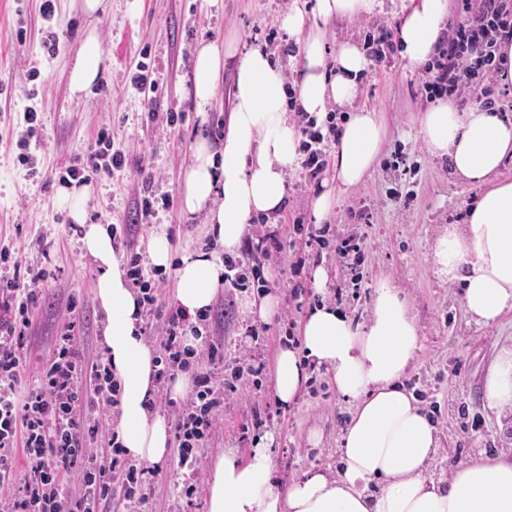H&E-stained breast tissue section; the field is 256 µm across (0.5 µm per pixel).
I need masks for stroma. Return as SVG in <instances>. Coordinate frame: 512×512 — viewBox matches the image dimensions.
I'll return each mask as SVG.
<instances>
[{
    "mask_svg": "<svg viewBox=\"0 0 512 512\" xmlns=\"http://www.w3.org/2000/svg\"><path fill=\"white\" fill-rule=\"evenodd\" d=\"M82 0H55L52 17H44L42 0H0V245L10 244L23 266L49 273L39 292L38 305L22 372L32 383L52 348L60 317L68 302L77 304V330L89 357L102 354L106 322L94 293L96 265L82 251L80 234L67 210L57 204L60 171L83 156L103 124L125 153L126 165L114 175L93 177L86 211L100 223L120 225L132 214L144 180H152L157 194L178 195L198 133L219 141L231 107L234 67L224 68V82L207 116H200L191 95L195 48L199 40L239 43L265 48L282 67L288 84L300 79L301 46L281 31V18L293 0H221L219 9L203 0H108L107 15L86 16ZM411 0H380L371 14L326 23L328 46L349 41L362 44L369 24L398 27ZM96 29L107 58V70L87 95H72L69 67L88 29ZM277 29L267 43L269 29ZM56 35L60 49L45 56L42 42ZM150 56H142L143 47ZM146 61L159 76L157 106H150L132 88L130 77L138 61ZM422 71L410 70L400 55L390 63L368 64L357 103L382 112L388 133L378 165L357 188L334 205L326 244L309 243L307 236L289 233L294 221L312 222L311 202L331 179L310 181L303 169L287 178L283 209L270 216L282 225L285 247L271 257L252 252L243 243L240 254L264 266L271 294L278 300L274 321L259 338L248 336L254 320L242 307L245 293L224 289L211 314L217 336L224 339V365L232 367L248 352L260 367V388L226 394L216 417L215 433L202 451L212 462L224 449L248 458L255 437L273 438L275 479L285 485L310 468L335 474L340 466V433L349 409L336 395L325 370L309 369V381L295 405L282 409L274 401L271 368L281 345L299 341L297 330L310 307L320 300L336 301L355 319L365 318L380 275L391 276L407 296L420 327V349L408 372L406 386L423 409L438 407L434 417L440 449L428 476L440 480L459 463L480 454L512 450V411L489 412L482 400L487 371L503 350L512 348V314L492 327L476 325L467 314L458 287L439 280L430 261L435 237L447 224L463 223L476 188L456 178L447 158L432 156L417 124L429 103L419 92ZM38 110L40 130L29 141L33 168L16 159L14 137L27 105ZM182 114L169 127V113ZM165 231L173 247L172 259L207 249L213 238L204 216L186 220L180 204L159 210L153 224L133 238L137 252H145L148 238ZM359 239L365 254L361 266L350 267L336 256L347 237ZM306 267L293 274L297 256ZM165 269L163 307L172 304L176 269ZM324 266L326 288L317 289L311 270ZM183 476L175 462L153 468L145 487L143 512H207L204 492L192 498L181 494Z\"/></svg>",
    "mask_w": 512,
    "mask_h": 512,
    "instance_id": "35a3bbf8",
    "label": "stroma"
}]
</instances>
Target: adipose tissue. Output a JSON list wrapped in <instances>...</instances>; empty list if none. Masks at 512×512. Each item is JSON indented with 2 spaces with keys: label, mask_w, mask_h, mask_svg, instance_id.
<instances>
[{
  "label": "adipose tissue",
  "mask_w": 512,
  "mask_h": 512,
  "mask_svg": "<svg viewBox=\"0 0 512 512\" xmlns=\"http://www.w3.org/2000/svg\"><path fill=\"white\" fill-rule=\"evenodd\" d=\"M377 0H315L281 19L302 46L301 79L288 86L263 50L233 48L237 58L232 109L220 143L198 135L180 188L185 215L205 214L220 251L182 257L173 301L188 314L209 309L224 286V255L238 252L249 222L278 212L285 177L298 164L303 135L290 119L297 106L325 119L329 105L351 104L362 93L367 66L360 48L338 44L328 53L324 22L371 13ZM448 0H412L399 28L408 67L426 65L439 41ZM223 45L201 41L194 58L193 96L199 109L213 102L224 80ZM106 59L96 31H87L70 69L80 95L102 77ZM419 132L430 153L448 157L454 173L481 194L465 220L446 226L432 247L436 274L459 285L465 309L490 327L512 312V180L498 172L512 159V118L478 105L441 99L421 112ZM387 132L381 112L362 107L345 115L332 152L336 186L315 196V223L328 221L334 193L358 186L376 166ZM89 190H62L60 205L81 226L83 251L97 267L95 298L106 315L105 354L122 397L115 430L125 458L156 467L170 455V425L146 402L156 391V352L141 333L143 307L113 244L109 225L88 223ZM420 348L417 319L391 278H379L371 310L356 321L334 304L309 309L296 345L280 347L271 382L276 403L292 405L307 380L308 364L324 368L340 401L350 405L336 475L309 469L288 486L273 479L269 443L258 440L249 459L234 449L219 455L206 487L207 512H512V453L483 456L429 480L439 448L433 420L404 380ZM493 411L512 408V351L489 372L483 389Z\"/></svg>",
  "instance_id": "1"
}]
</instances>
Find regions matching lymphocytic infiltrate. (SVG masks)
<instances>
[{
    "mask_svg": "<svg viewBox=\"0 0 512 512\" xmlns=\"http://www.w3.org/2000/svg\"><path fill=\"white\" fill-rule=\"evenodd\" d=\"M512 37V0H460V17L450 23L448 37L428 66L420 92L429 100L469 93L488 108H495L491 84L496 64V40ZM301 165L309 178L321 175L328 149L335 144L338 127L328 115L324 129L306 121ZM125 154L114 148L108 129H99L79 164L68 167L71 178L121 169ZM127 275L141 293L147 313L156 319L155 341L158 392L156 405L172 411L173 456L185 471V497L199 489L202 448L215 432V417L224 407V394L248 387L254 368L236 367L232 380L218 379L215 368L224 362V346L213 336L208 315L197 318L204 345L199 353L182 345L189 322L186 313H161L160 281L134 252ZM44 270L22 269L9 249H0V512H101L119 500L126 512L144 503V467L119 458L116 438L100 443L101 422L121 398V389L102 358L88 359L80 348L68 304L50 355L43 360L33 385L21 389V371L37 306ZM193 371L195 391L182 404L169 397L167 383L177 373ZM29 463L18 474L15 458Z\"/></svg>",
    "mask_w": 512,
    "mask_h": 512,
    "instance_id": "lymphocytic-infiltrate-1",
    "label": "lymphocytic infiltrate"
}]
</instances>
